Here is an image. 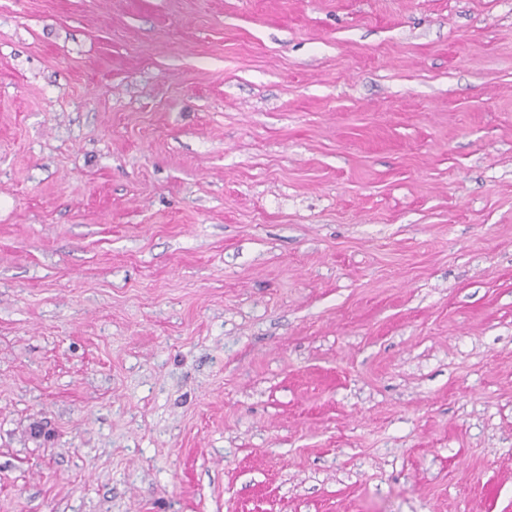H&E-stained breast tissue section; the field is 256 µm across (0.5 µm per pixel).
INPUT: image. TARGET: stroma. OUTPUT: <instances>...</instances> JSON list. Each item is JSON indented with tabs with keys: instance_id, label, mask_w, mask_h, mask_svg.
<instances>
[{
	"instance_id": "35a3bbf8",
	"label": "stroma",
	"mask_w": 512,
	"mask_h": 512,
	"mask_svg": "<svg viewBox=\"0 0 512 512\" xmlns=\"http://www.w3.org/2000/svg\"><path fill=\"white\" fill-rule=\"evenodd\" d=\"M0 512H512V0H0Z\"/></svg>"
}]
</instances>
